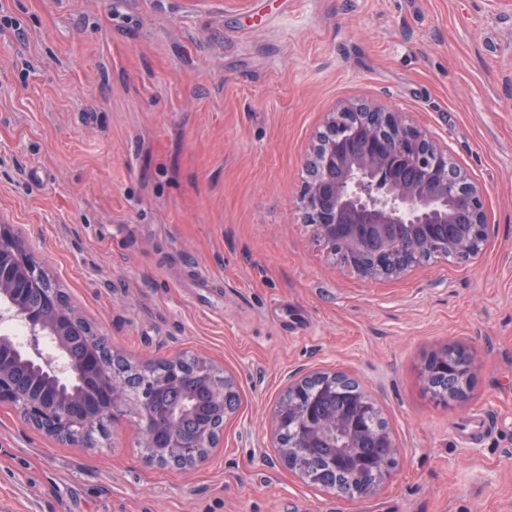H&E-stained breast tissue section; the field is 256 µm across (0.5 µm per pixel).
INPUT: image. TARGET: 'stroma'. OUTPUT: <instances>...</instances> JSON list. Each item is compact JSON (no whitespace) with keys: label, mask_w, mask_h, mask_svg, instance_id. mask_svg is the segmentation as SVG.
I'll use <instances>...</instances> for the list:
<instances>
[{"label":"stroma","mask_w":512,"mask_h":512,"mask_svg":"<svg viewBox=\"0 0 512 512\" xmlns=\"http://www.w3.org/2000/svg\"><path fill=\"white\" fill-rule=\"evenodd\" d=\"M379 104L484 189L478 259L364 277L302 218L325 112ZM0 221L132 364L193 353L238 410L193 467L126 417L77 450L0 402L10 512H512V0H0ZM471 356L466 401L421 369ZM341 371L399 444L373 496L278 460L296 370Z\"/></svg>","instance_id":"35a3bbf8"}]
</instances>
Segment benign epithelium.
<instances>
[{
    "instance_id": "1",
    "label": "benign epithelium",
    "mask_w": 512,
    "mask_h": 512,
    "mask_svg": "<svg viewBox=\"0 0 512 512\" xmlns=\"http://www.w3.org/2000/svg\"><path fill=\"white\" fill-rule=\"evenodd\" d=\"M306 168L305 223L319 245L332 254H345L348 263L368 278L401 276L409 267L398 266V261L410 254L430 252L450 263H462L481 253L486 224L482 187L450 159L447 146L399 112L361 103L326 113ZM18 269L32 286L50 277L10 225L0 224V323L18 322L27 330L23 343L13 342L7 334L0 336V401L19 406L33 428L77 448L87 445L88 432L120 412L134 418L138 446L154 449L146 456L148 462L188 467L203 462L217 446L215 433L223 428L210 420L200 423L192 437L182 436V419L192 408L195 393L187 390L179 368L162 376L158 389L177 393L181 400L154 426L142 417L149 413L148 401L137 400L124 379L108 372L94 353H86L78 362L72 359V337L86 334L87 323L64 307L54 292L45 295L41 307L25 302L15 274ZM43 342L53 350L42 352ZM21 365L49 387L37 396L22 395L15 382V370ZM440 366L448 370V398L465 400L472 378L468 353L448 347L431 355L422 367L425 384L431 383ZM314 377L334 389L341 373L292 374L288 397L277 401L272 412L273 438L280 440V429L287 422L303 426L296 447L339 449L338 467L354 461L367 472L354 497L375 494L396 461L399 445L388 432L363 426L366 400L355 413L344 408L313 412L304 407L299 394ZM97 388L103 390L104 403L89 415L83 398ZM235 389L233 379L226 376L224 387L215 391L216 412L224 419L233 414L224 404ZM361 448H386L390 460L362 461Z\"/></svg>"
}]
</instances>
